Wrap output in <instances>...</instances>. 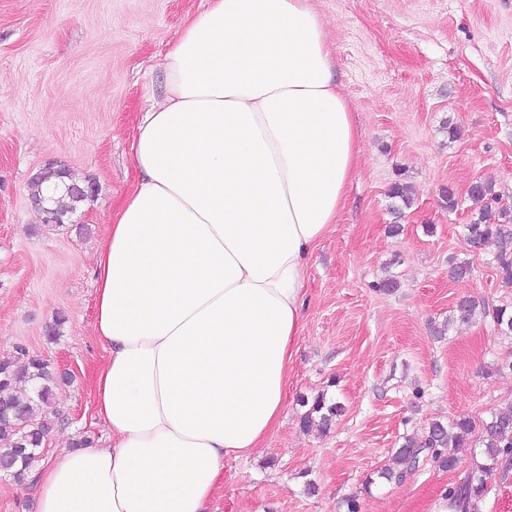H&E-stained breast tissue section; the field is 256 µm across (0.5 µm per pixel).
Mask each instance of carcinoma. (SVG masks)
Wrapping results in <instances>:
<instances>
[{
  "mask_svg": "<svg viewBox=\"0 0 512 512\" xmlns=\"http://www.w3.org/2000/svg\"><path fill=\"white\" fill-rule=\"evenodd\" d=\"M64 182L76 183L69 170L48 168L41 178L30 182V196L44 195V188H55ZM389 196L394 199L392 213L399 219L402 209L411 205V189L396 182L391 186ZM468 197L481 203V207L477 216L466 225L467 237L478 246L485 247L490 243L498 246L494 256L497 274L501 282L511 288L512 249L507 244H512V209L499 205V195L488 181H478ZM478 314L490 318L493 327L501 333L512 334V306L501 305L489 310L471 296L460 298L452 314L434 328V333L444 336L455 324L470 322ZM57 383L58 376L50 363L24 348L18 349L17 361L4 363L0 372V459L25 456L24 463L18 464L11 473L19 483L41 460V441L53 426L49 408ZM342 410L339 403H329L324 396L318 395L304 413L301 424L326 429ZM473 432V423L467 417H459L448 426L433 422L426 436L405 438L392 455V465L382 468L378 477L387 482H400L427 458L443 469L455 470L459 464L456 450L469 443ZM478 442L481 460L471 465L459 485L448 490L450 494L475 502L485 498L489 480L503 463V457L512 458V405L489 411L488 418L482 422Z\"/></svg>",
  "mask_w": 512,
  "mask_h": 512,
  "instance_id": "cac0c4a2",
  "label": "carcinoma"
}]
</instances>
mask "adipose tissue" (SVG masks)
<instances>
[{"mask_svg": "<svg viewBox=\"0 0 512 512\" xmlns=\"http://www.w3.org/2000/svg\"><path fill=\"white\" fill-rule=\"evenodd\" d=\"M131 151L95 256L112 445L57 454L35 512H211L225 459L279 424L307 264L362 152L308 0H208Z\"/></svg>", "mask_w": 512, "mask_h": 512, "instance_id": "ef3b65f1", "label": "adipose tissue"}]
</instances>
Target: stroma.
<instances>
[{
  "label": "stroma",
  "instance_id": "35a3bbf8",
  "mask_svg": "<svg viewBox=\"0 0 512 512\" xmlns=\"http://www.w3.org/2000/svg\"><path fill=\"white\" fill-rule=\"evenodd\" d=\"M327 34L362 155L346 206L305 275L303 331L289 364L279 425L246 459L224 462L215 512H426L459 469L425 462L402 482L377 473L430 423L486 418L512 401V335L490 320L431 334L458 298L512 302L494 252L464 226L467 196L492 182L512 208V0H308ZM207 0H0V362L17 348L66 377L54 390L48 453L88 438L95 418V254L135 177L138 114L158 94L162 61ZM457 128L449 138L447 125ZM95 193L62 225L44 223L29 183L48 162ZM414 189L402 219L395 182ZM459 206L444 208L443 189ZM401 230L389 231L392 223ZM466 263L469 276L452 266ZM398 283L376 291L381 280ZM63 316L59 336L49 330ZM344 411L326 431L303 429L304 400Z\"/></svg>",
  "mask_w": 512,
  "mask_h": 512
}]
</instances>
